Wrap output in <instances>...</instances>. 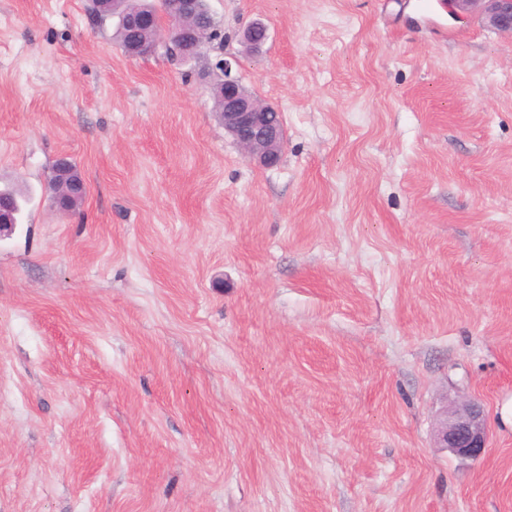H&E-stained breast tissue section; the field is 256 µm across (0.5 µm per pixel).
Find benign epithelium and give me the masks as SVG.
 Returning a JSON list of instances; mask_svg holds the SVG:
<instances>
[{
  "label": "benign epithelium",
  "instance_id": "benign-epithelium-1",
  "mask_svg": "<svg viewBox=\"0 0 512 512\" xmlns=\"http://www.w3.org/2000/svg\"><path fill=\"white\" fill-rule=\"evenodd\" d=\"M199 0H175L172 20L174 26L162 27L151 12L136 14L142 25V37L128 45L133 56H148L161 46L180 41L184 35L180 22L197 13ZM457 12H478L491 26L512 34V0H449ZM268 39V27L254 22L243 30L240 42L247 51L256 53ZM238 60L234 56L218 58L212 71L221 75L216 84L208 85L217 97L218 112L224 130L260 166L271 168L281 159L285 146L284 127L272 121L275 107L263 102L241 84L234 73ZM54 190V207L59 211L70 209L87 192L81 175L66 156L58 157L50 168ZM14 228L12 207L7 199L0 200V237L9 235ZM489 429L482 404L475 399L455 402L445 407L435 430V443L461 461H475L489 448Z\"/></svg>",
  "mask_w": 512,
  "mask_h": 512
}]
</instances>
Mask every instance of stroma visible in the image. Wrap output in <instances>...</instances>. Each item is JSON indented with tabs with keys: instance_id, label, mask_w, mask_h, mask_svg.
<instances>
[{
	"instance_id": "stroma-1",
	"label": "stroma",
	"mask_w": 512,
	"mask_h": 512,
	"mask_svg": "<svg viewBox=\"0 0 512 512\" xmlns=\"http://www.w3.org/2000/svg\"><path fill=\"white\" fill-rule=\"evenodd\" d=\"M208 4L275 167L208 59L0 0V512H512V34L444 0ZM460 398L477 462L434 445ZM268 39V27L262 22H254L243 30L240 42L247 51L256 53L261 50ZM238 66L235 56L217 58L212 64V72L222 79L207 87L217 97L220 105L219 115L224 130L244 151L245 155L260 166L271 168L281 159L285 146V131L282 125L272 121V111L277 109L266 104L241 84L234 73ZM53 202L58 211L70 209L75 202L85 197L86 184L81 175L76 172L73 163L66 156L58 157L50 168ZM76 176V177H74ZM489 441L486 414L478 400L454 402L442 410L435 430L436 447L467 462L484 456Z\"/></svg>"
}]
</instances>
